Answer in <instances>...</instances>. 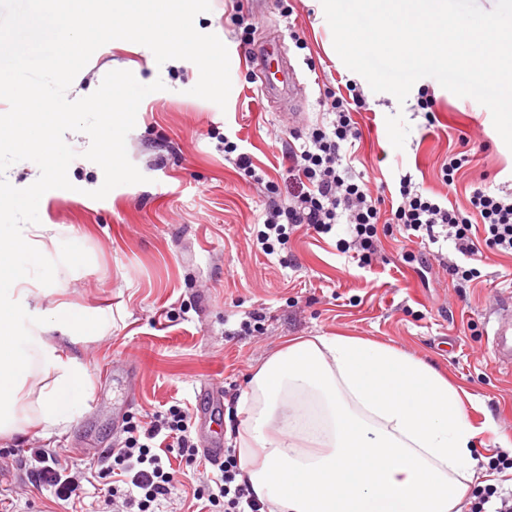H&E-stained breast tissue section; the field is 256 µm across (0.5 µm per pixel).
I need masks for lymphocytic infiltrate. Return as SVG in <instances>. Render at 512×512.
Masks as SVG:
<instances>
[{
	"instance_id": "obj_1",
	"label": "lymphocytic infiltrate",
	"mask_w": 512,
	"mask_h": 512,
	"mask_svg": "<svg viewBox=\"0 0 512 512\" xmlns=\"http://www.w3.org/2000/svg\"><path fill=\"white\" fill-rule=\"evenodd\" d=\"M346 89L343 95L325 92L324 121L304 132L299 147L290 151V170L302 189L285 203L270 198L264 222L254 227L256 248L274 254L286 249L291 237L303 229L332 234L337 250L363 268L378 253L380 225L392 224L415 244L451 243L468 259L467 264L448 266L452 278L463 283L480 279L476 262L483 250L512 254L511 192L475 189L468 208L462 209L447 196L422 191L406 176L399 182L396 202L389 204L373 196L352 165V149L360 137L353 111L363 108L364 99L355 84H347ZM190 421L188 409L175 404L153 414L149 423L127 426V436L114 457L127 489H107L109 497H121L120 512H157L163 502L171 500L174 475L154 448L161 442L194 460L198 450L189 434ZM219 469L214 488L194 493L196 499L206 500V512H261L254 493L237 480L235 455L225 454ZM29 475L34 483L54 487L63 504L76 503L82 495L80 476L69 474L56 452L35 451Z\"/></svg>"
}]
</instances>
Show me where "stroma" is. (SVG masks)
Masks as SVG:
<instances>
[{
    "instance_id": "35a3bbf8",
    "label": "stroma",
    "mask_w": 512,
    "mask_h": 512,
    "mask_svg": "<svg viewBox=\"0 0 512 512\" xmlns=\"http://www.w3.org/2000/svg\"><path fill=\"white\" fill-rule=\"evenodd\" d=\"M179 23L198 25L203 47L222 48L223 86L199 88L187 64L157 71L140 59L154 95L124 127L121 169L70 149L71 175L48 180V204L33 217L63 225L87 252L80 279L46 302H67L95 321V336L60 350L87 365L92 395L65 429L47 436L31 423L0 438V512H63L52 488L27 480L38 448L58 451L70 469L84 473L82 512H112L98 472L111 466L109 452L124 436L123 422L174 404L191 410L206 405L209 389L222 399L213 428L224 447H234L231 431L239 420L229 417V401L285 342L313 336L359 337L433 364L458 388L474 424L492 419L493 430L479 437L484 462L474 483H501L502 474L492 473L486 460L512 442V371L496 366L486 331L493 299L512 293V256L485 252L483 279L470 286L448 275V261L460 259L450 250L432 260L428 278H420L403 261L415 245L399 232L382 236L366 268L347 263L331 235L300 232L285 255L262 254L251 245L250 226L261 221L268 192L225 160L223 151L225 139L238 140L287 195L292 133L321 119L323 86L353 80L367 102L354 115L362 131L356 168L371 191L390 197L408 173L424 190L464 208L477 187L512 191V150L495 130L490 110L431 77L418 80L402 104L390 93L373 92L331 49L332 31L319 0H267L258 13L251 0H198ZM245 29L250 43L244 47ZM295 31L306 48L296 47ZM275 34L298 78L299 116L292 123L280 116L279 103L261 96L248 61L254 45ZM125 57L111 40L91 36L72 77L84 85L110 83L111 60ZM17 76L49 89L59 111L76 113L81 126L92 128L93 116L40 67H21ZM423 90L434 102L432 125L416 109ZM463 151L468 161L455 187H447L441 165L448 154ZM258 311L266 315L261 329L238 335L240 322ZM163 460L175 472L178 490L162 512H193L194 489L215 480L217 466L202 458L190 465L175 452L164 453Z\"/></svg>"
}]
</instances>
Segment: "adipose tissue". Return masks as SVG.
<instances>
[{
  "label": "adipose tissue",
  "instance_id": "1",
  "mask_svg": "<svg viewBox=\"0 0 512 512\" xmlns=\"http://www.w3.org/2000/svg\"><path fill=\"white\" fill-rule=\"evenodd\" d=\"M10 38L0 42V95L19 109L0 113V151L19 144L43 155L83 132L71 113L30 87L16 69L37 64L97 120L89 150L116 137L115 117L153 96L135 55L157 46L177 48L180 61L197 63L195 29L177 25L191 0H31ZM106 30L131 53L113 63L122 76L112 97L95 85L80 86L70 67L81 53L86 29ZM49 167L29 168L24 181L0 168V210L17 220L0 224V435L37 420L53 429L70 423L91 396L88 369L59 347L76 341L94 323L77 308L43 307L54 289L77 280L86 263L81 241L59 224H34L46 203ZM32 317L21 323L18 310ZM237 413L239 480L247 482L269 512H461L480 457L476 426L464 413L458 390L430 364L394 347L350 336H317L288 342L252 374Z\"/></svg>",
  "mask_w": 512,
  "mask_h": 512
}]
</instances>
